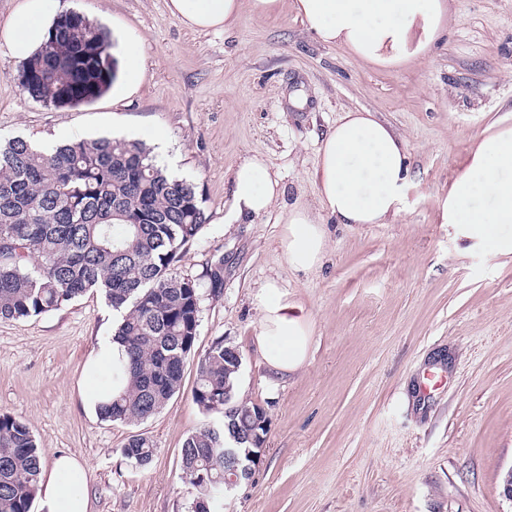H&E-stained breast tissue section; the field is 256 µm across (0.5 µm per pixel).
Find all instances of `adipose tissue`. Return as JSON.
Returning <instances> with one entry per match:
<instances>
[{
  "label": "adipose tissue",
  "instance_id": "ef3b65f1",
  "mask_svg": "<svg viewBox=\"0 0 512 512\" xmlns=\"http://www.w3.org/2000/svg\"><path fill=\"white\" fill-rule=\"evenodd\" d=\"M170 15L185 27L208 32L232 28L242 10L258 16L291 12L321 43L337 46L358 62L391 69L425 57L449 22L447 0H167ZM62 10L61 0H18L0 25V46L28 62L48 38ZM313 182L336 223L387 224L401 212L409 183L407 143L402 134L372 112L347 111L320 148ZM229 223L267 213L282 190L265 160L244 158L232 173ZM441 223L456 227L459 238L512 260V113L487 123L471 141L461 171L437 200ZM327 229L301 203L288 210L281 237L289 268L308 272L325 255ZM312 330L296 303L276 282L262 287L256 343L269 369L294 372L308 358ZM125 349L104 340L91 357L83 392L89 410L125 380L118 369ZM109 381H102V374ZM88 467L72 455L55 457L38 490L39 512H88Z\"/></svg>",
  "mask_w": 512,
  "mask_h": 512
}]
</instances>
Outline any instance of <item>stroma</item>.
<instances>
[{
	"mask_svg": "<svg viewBox=\"0 0 512 512\" xmlns=\"http://www.w3.org/2000/svg\"><path fill=\"white\" fill-rule=\"evenodd\" d=\"M110 35L117 78L102 97L48 108L25 93L20 63L0 51V136L169 144L163 165L195 184L208 223L174 266L199 278L224 261L221 294L203 289L180 391L131 427L85 410L82 366L116 313L96 293L0 320V413L26 423L44 466L88 463L89 512H190L180 451L207 421L192 399L216 338L237 347L235 398L267 413L265 451L224 498V512H512V260L461 252L439 221L446 194L487 113L512 107V0H449L451 22L428 57L377 69L318 42L294 14L242 12L227 31L197 32L166 0H62ZM144 64L127 82L124 52ZM368 110L402 133L411 180L388 224L331 222L313 184L318 149L338 117ZM262 156L283 189L268 213L225 223L232 172ZM302 203L328 229L321 265L288 268L284 220ZM276 281L312 327L303 367L272 372L255 342L260 291ZM154 443L138 467L132 432ZM123 455L136 466H146L153 456V443L143 434H133L122 448Z\"/></svg>",
	"mask_w": 512,
	"mask_h": 512,
	"instance_id": "35a3bbf8",
	"label": "stroma"
}]
</instances>
